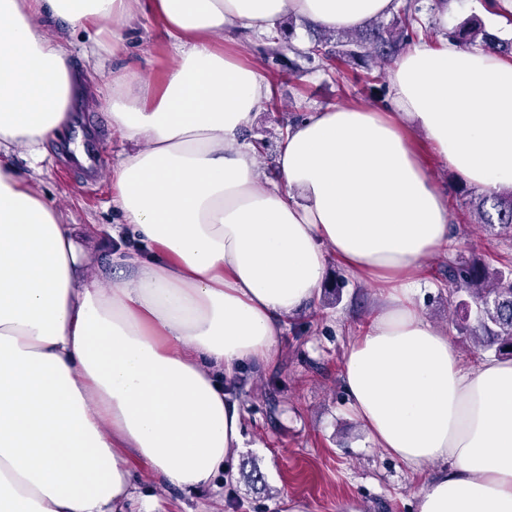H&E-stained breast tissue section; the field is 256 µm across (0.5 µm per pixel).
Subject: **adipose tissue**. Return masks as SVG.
Masks as SVG:
<instances>
[{
	"label": "adipose tissue",
	"instance_id": "adipose-tissue-1",
	"mask_svg": "<svg viewBox=\"0 0 512 512\" xmlns=\"http://www.w3.org/2000/svg\"><path fill=\"white\" fill-rule=\"evenodd\" d=\"M400 0H0V512H125L131 464L166 487L224 490L243 445L231 386L276 355L335 256L377 288L342 383L376 447L429 478L417 512H512V359L463 361L416 303L449 240L448 197L407 131L470 185L512 187V62L448 41L393 64L389 109L337 104L288 125L276 181L244 132L270 87L243 41L289 17L354 30ZM150 15L163 80L97 86L128 147L111 169L101 268L34 180L85 81ZM23 157L20 170L15 157ZM61 34L71 43L72 55L71 66L74 71L85 73L88 71L86 61L83 57L82 46L84 44V34L81 31H72L60 25Z\"/></svg>",
	"mask_w": 512,
	"mask_h": 512
}]
</instances>
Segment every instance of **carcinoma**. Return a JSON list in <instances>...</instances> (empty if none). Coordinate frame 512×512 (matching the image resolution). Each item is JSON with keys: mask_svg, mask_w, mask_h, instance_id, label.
<instances>
[{"mask_svg": "<svg viewBox=\"0 0 512 512\" xmlns=\"http://www.w3.org/2000/svg\"><path fill=\"white\" fill-rule=\"evenodd\" d=\"M419 13L418 4L408 0L398 10L394 27L370 25L358 30L348 37V48L342 51L329 49L333 32L326 30V37L314 36L301 55L307 58L324 55L330 60L358 55L367 65L388 60L406 45L429 37V27ZM449 36L463 45H478L512 57V39L501 40L485 32L477 18L456 28ZM457 194L464 204L471 205L479 223L512 237V190L487 192L472 199L463 186L457 189ZM448 283L452 295L458 298L455 312L460 329L474 342V347L492 350L498 357H512V268L492 269L475 257L448 268Z\"/></svg>", "mask_w": 512, "mask_h": 512, "instance_id": "1", "label": "carcinoma"}]
</instances>
